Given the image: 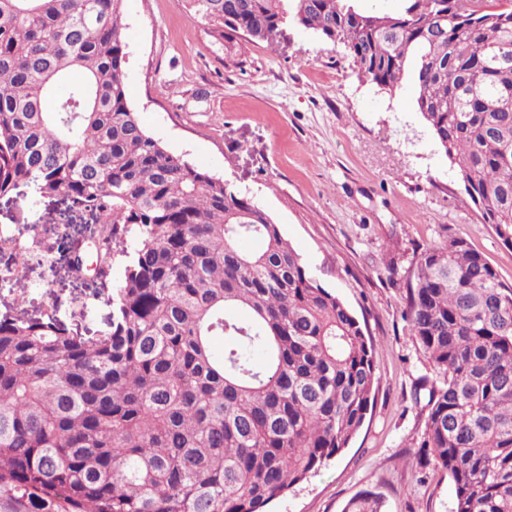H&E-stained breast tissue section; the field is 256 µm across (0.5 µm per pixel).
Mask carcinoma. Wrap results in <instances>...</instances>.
Masks as SVG:
<instances>
[{
  "instance_id": "cac0c4a2",
  "label": "carcinoma",
  "mask_w": 512,
  "mask_h": 512,
  "mask_svg": "<svg viewBox=\"0 0 512 512\" xmlns=\"http://www.w3.org/2000/svg\"><path fill=\"white\" fill-rule=\"evenodd\" d=\"M402 2L191 7L222 37L311 30L390 92L413 76L466 201L512 247V0ZM123 7L0 0V197L61 196L109 228L101 255L127 258L98 336L54 310L0 315V512H266L362 427L373 346L280 225L147 133L126 96ZM35 253L0 238V280ZM407 320L446 375L421 447L453 481L454 512H512V285L450 237L421 253ZM343 512L383 500L366 489Z\"/></svg>"
}]
</instances>
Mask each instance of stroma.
<instances>
[{
  "mask_svg": "<svg viewBox=\"0 0 512 512\" xmlns=\"http://www.w3.org/2000/svg\"><path fill=\"white\" fill-rule=\"evenodd\" d=\"M190 0H125L128 102L171 153L222 178L280 224L319 283L360 320L374 345L373 407L347 448L270 512H342L369 489L386 512H453L447 472L419 454L428 409L418 386L444 376L411 335L407 286L421 252L463 236L512 284V248L464 203L455 167L418 113L412 83L396 92L359 77L342 44L292 26L279 47L214 36ZM49 248L0 286V314L20 319L52 307L84 310L88 335L106 330L125 260L104 276L76 271L58 248L82 241L97 261L100 226L63 197L0 198V233Z\"/></svg>",
  "mask_w": 512,
  "mask_h": 512,
  "instance_id": "1",
  "label": "stroma"
}]
</instances>
